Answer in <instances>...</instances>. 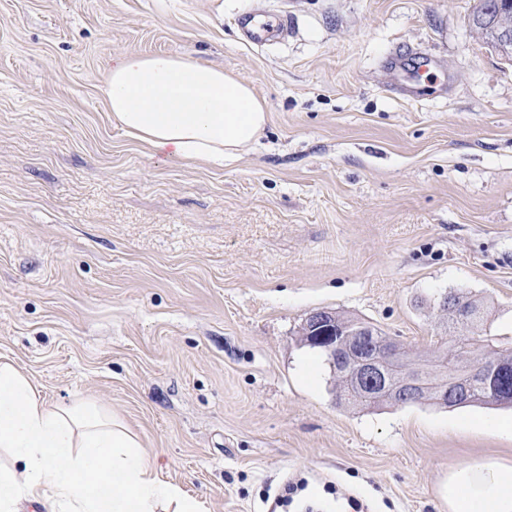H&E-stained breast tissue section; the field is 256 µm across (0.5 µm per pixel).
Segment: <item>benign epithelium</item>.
<instances>
[{
  "label": "benign epithelium",
  "mask_w": 512,
  "mask_h": 512,
  "mask_svg": "<svg viewBox=\"0 0 512 512\" xmlns=\"http://www.w3.org/2000/svg\"><path fill=\"white\" fill-rule=\"evenodd\" d=\"M473 26L480 32H493L502 46L512 47L511 11L505 14L500 8H484ZM301 335L307 343L322 347L362 395L370 389L379 401L396 405L421 401L427 395L428 385L417 364L407 359L397 342L388 337L379 340L368 323L341 325L332 312L319 310L306 319Z\"/></svg>",
  "instance_id": "1"
}]
</instances>
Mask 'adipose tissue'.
Masks as SVG:
<instances>
[{
	"label": "adipose tissue",
	"instance_id": "ef3b65f1",
	"mask_svg": "<svg viewBox=\"0 0 512 512\" xmlns=\"http://www.w3.org/2000/svg\"><path fill=\"white\" fill-rule=\"evenodd\" d=\"M104 95L114 123L152 154L223 167L250 151L268 122L253 88L223 66L190 55L114 57ZM0 512L20 501L44 512H206L163 478L157 458L117 415L84 403L51 404L0 362ZM448 512H512V464L449 465Z\"/></svg>",
	"mask_w": 512,
	"mask_h": 512
}]
</instances>
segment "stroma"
I'll return each instance as SVG.
<instances>
[{
    "label": "stroma",
    "instance_id": "35a3bbf8",
    "mask_svg": "<svg viewBox=\"0 0 512 512\" xmlns=\"http://www.w3.org/2000/svg\"><path fill=\"white\" fill-rule=\"evenodd\" d=\"M477 0H0V360L116 413L208 512H448L449 464L512 462V409L346 405L300 328L368 322L412 356L444 294L512 347V60ZM245 12L289 15L248 43ZM223 65L268 111L223 168L114 126L112 57Z\"/></svg>",
    "mask_w": 512,
    "mask_h": 512
}]
</instances>
